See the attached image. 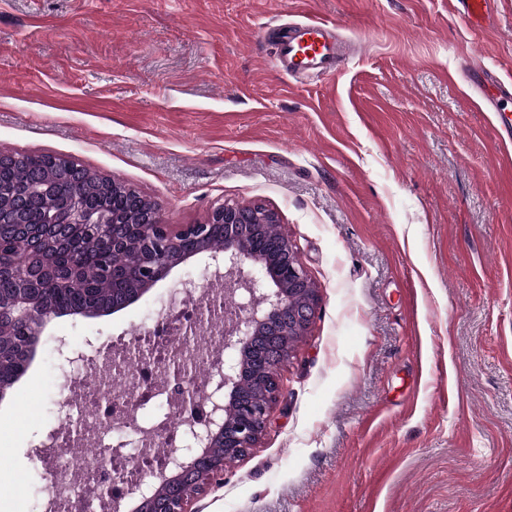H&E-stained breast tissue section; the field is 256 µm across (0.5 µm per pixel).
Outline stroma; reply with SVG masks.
I'll use <instances>...</instances> for the list:
<instances>
[{"label":"stroma","mask_w":512,"mask_h":512,"mask_svg":"<svg viewBox=\"0 0 512 512\" xmlns=\"http://www.w3.org/2000/svg\"><path fill=\"white\" fill-rule=\"evenodd\" d=\"M305 17L346 43L335 75L277 66ZM465 64L512 78V0L483 34L450 0H0V153L73 158L167 224L277 210L318 292L265 435L192 512H512V173ZM205 264L44 327L0 397V512H42L58 337L126 341L219 288Z\"/></svg>","instance_id":"obj_1"}]
</instances>
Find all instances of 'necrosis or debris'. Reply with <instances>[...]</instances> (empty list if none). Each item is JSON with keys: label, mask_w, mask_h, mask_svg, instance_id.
<instances>
[{"label": "necrosis or debris", "mask_w": 512, "mask_h": 512, "mask_svg": "<svg viewBox=\"0 0 512 512\" xmlns=\"http://www.w3.org/2000/svg\"><path fill=\"white\" fill-rule=\"evenodd\" d=\"M224 309L220 290L200 301H186L176 321L158 320L139 329L131 346L113 350L111 369H102L93 356L83 363L68 388L65 430L46 449L52 472L67 474V487L61 494L49 490L44 512H79L84 504L88 512H112L114 500L126 499L139 488L141 471L157 462L156 451L146 448L142 439H127L122 423L144 402L166 407L170 445L179 447L178 396L161 376L176 370L193 378L197 388H205L210 359L220 346L217 336H202V322L223 316ZM85 445L102 449L111 464H92L78 455Z\"/></svg>", "instance_id": "obj_1"}]
</instances>
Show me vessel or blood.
Listing matches in <instances>:
<instances>
[{"label": "vessel or blood", "mask_w": 512, "mask_h": 512, "mask_svg": "<svg viewBox=\"0 0 512 512\" xmlns=\"http://www.w3.org/2000/svg\"><path fill=\"white\" fill-rule=\"evenodd\" d=\"M456 13L472 30L484 29L492 0H453ZM344 52L328 23L311 18L288 24L279 31L276 56L282 71L291 77L332 75ZM462 76L482 97L495 118L500 134L512 136V86L499 81L494 70L464 68Z\"/></svg>", "instance_id": "1"}]
</instances>
